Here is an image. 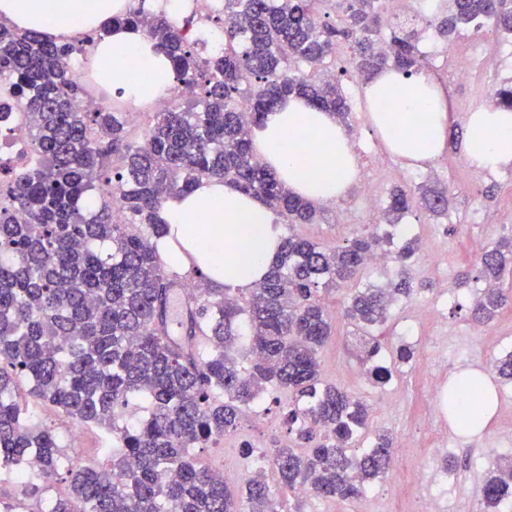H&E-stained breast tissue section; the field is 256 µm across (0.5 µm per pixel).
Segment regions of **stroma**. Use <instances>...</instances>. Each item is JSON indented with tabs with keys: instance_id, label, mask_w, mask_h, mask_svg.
Returning a JSON list of instances; mask_svg holds the SVG:
<instances>
[{
	"instance_id": "1",
	"label": "stroma",
	"mask_w": 512,
	"mask_h": 512,
	"mask_svg": "<svg viewBox=\"0 0 512 512\" xmlns=\"http://www.w3.org/2000/svg\"><path fill=\"white\" fill-rule=\"evenodd\" d=\"M437 44V39L430 37L421 45L427 71L446 86L453 102L450 123L462 128L468 114L482 107L484 98L492 96L500 83L512 76V36L489 25L478 31L466 30L457 41L474 64L472 77L465 83L449 81L452 64L439 53ZM336 67L344 72L342 87L350 108L349 136L359 168L378 172L380 193L369 203L363 198L361 185H354L335 202L319 206L315 223L296 224L292 230L324 247L346 243L373 228L392 232L398 247L407 238H417L419 250L411 271L421 288L409 299L395 302L386 323L375 329L374 335L381 343L384 360L392 361L400 345L399 333L411 310L436 305L439 318L422 324L416 333L419 342L427 347L447 342L448 361L441 364L425 356L408 364L394 363L392 379L384 386H374L365 375L360 352L347 341L353 328L342 316L347 294L342 287L325 295L334 332L319 352L322 376L367 402L372 427L410 439L418 450V460H426L431 468L448 470L451 479L444 488V512H481L480 488L485 479L497 466L512 460V383L498 379L488 366L489 360L512 351V308L505 309L490 325H476L469 312L471 292L459 286L458 280L462 274L475 272L482 252L500 235L512 232V166L482 172L472 169L460 139L449 143L433 161L405 164L388 151L378 136L371 134L363 82L352 70L348 50L337 55ZM435 182L447 185L454 195L446 214L433 215L416 205L402 215L396 226L387 227L385 210L394 187H408L417 195L422 186ZM437 253L445 255V265L434 263ZM470 372L484 376L496 402L492 419L473 435L457 430L450 419L429 415L435 405L428 394L431 378L448 383ZM263 398L264 422L253 427L241 424L236 431L213 438L196 451L202 464L236 471L231 488L242 487L254 468L255 459L243 453L242 444L265 448L287 435L282 408L288 403V392L271 388ZM29 414L54 429L66 461L108 463V456L102 452L107 444L105 429L84 427L81 444L75 447L68 436L69 420L54 409L33 404ZM417 462L396 461L389 474L370 485L362 496L340 505L314 496L301 499L288 488L277 487L280 510L292 512L298 505L303 512H371L373 505L379 504L387 512H417L421 494L430 490L429 484L420 480Z\"/></svg>"
}]
</instances>
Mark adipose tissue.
<instances>
[{
	"mask_svg": "<svg viewBox=\"0 0 512 512\" xmlns=\"http://www.w3.org/2000/svg\"><path fill=\"white\" fill-rule=\"evenodd\" d=\"M128 0H0V17L21 29L56 37L105 28L92 49L98 79L134 104L165 98L175 83L168 56L142 30L113 25ZM144 72L123 81L129 69ZM372 130L402 160L416 164L442 153L448 138L451 100L428 73L394 68L376 72L364 87ZM313 148H306L305 138ZM256 155L295 196L325 204L342 197L358 180L353 144L334 113L292 95L265 114L252 134ZM464 152L468 164L489 170L512 165V110L482 107L470 114ZM167 225L158 249L168 261L196 265L218 286L254 288L277 258L282 236L272 211L228 182L208 181L191 194L168 198ZM213 247L200 252L199 241Z\"/></svg>",
	"mask_w": 512,
	"mask_h": 512,
	"instance_id": "obj_1",
	"label": "adipose tissue"
}]
</instances>
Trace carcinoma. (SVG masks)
I'll return each instance as SVG.
<instances>
[{
	"mask_svg": "<svg viewBox=\"0 0 512 512\" xmlns=\"http://www.w3.org/2000/svg\"><path fill=\"white\" fill-rule=\"evenodd\" d=\"M433 30L449 37L464 27L493 23L512 33V7L501 0H433ZM154 39L173 65L178 85L195 88L197 110L156 113L144 139L128 136L118 101L83 109L86 85L71 60L81 48L0 21V75L33 119L32 145L43 160L15 176L0 201V473L34 456L37 470L21 483L59 475L61 447L53 430L36 425L14 401V376L31 381L28 396L84 426L106 429L121 451L103 452L106 466L73 464L67 494L49 512H279L267 476L253 473L238 497L192 449L238 428L268 386L292 393L284 412L288 433L310 445L305 453L278 445L257 456L277 482L318 498L348 500L383 478L393 439L375 432L371 445L351 451L367 426L368 406L324 381L319 350L331 336L322 293L354 278L370 253L390 242L372 232L345 245L322 247L296 234L283 239L269 274L244 294L213 288L201 274L186 308L182 340L169 335L171 290L184 282L158 250L163 204L205 181H229L282 216L312 224L316 207L285 188L252 150V131L290 94L336 114L347 124L341 80L325 73L347 44L365 80L384 68L413 74L426 68L423 29L403 27L382 38L375 0H224L214 25L224 31L215 51L188 14L170 22L146 0L115 19ZM248 104L247 111L239 103ZM116 198L124 219L112 220ZM425 208H448V188H429ZM411 196L393 190L386 215L410 209ZM25 221L15 218V212ZM512 235L480 259L471 317L482 325L512 301L504 287L512 273ZM415 293L411 277L385 287H355L345 307L366 338L365 373L375 385L392 379L375 359L380 342L369 328L390 305ZM246 347L243 366L228 351ZM482 378L460 376L448 385L449 418L470 429L488 408ZM133 396L147 417L130 424L116 412ZM488 512L512 498V462L481 487Z\"/></svg>",
	"mask_w": 512,
	"mask_h": 512,
	"instance_id": "carcinoma-1",
	"label": "carcinoma"
}]
</instances>
